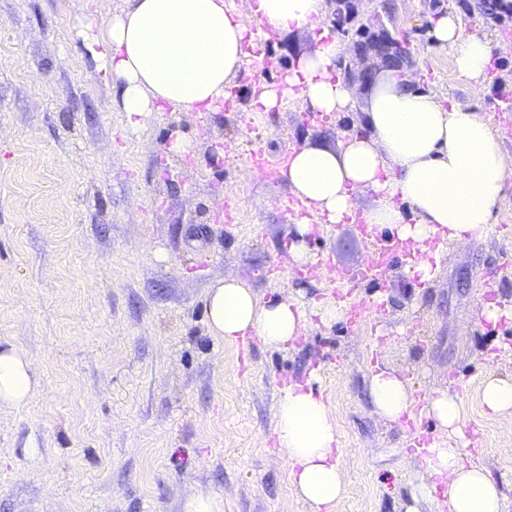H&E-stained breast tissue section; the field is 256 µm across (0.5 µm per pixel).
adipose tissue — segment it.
<instances>
[{"label":"adipose tissue","instance_id":"obj_1","mask_svg":"<svg viewBox=\"0 0 512 512\" xmlns=\"http://www.w3.org/2000/svg\"><path fill=\"white\" fill-rule=\"evenodd\" d=\"M327 11V0H250L244 12L227 8L225 0H124L93 35V54L117 87L128 126L136 131L165 110L222 111L233 79L263 48L256 28L304 34L306 50L279 84L263 88L245 119L293 98L323 116L361 111L362 122L359 132L336 142L309 138L292 149L286 181L308 213L291 226L285 275L314 264L307 245L314 231L357 214L363 223L424 253L409 272L430 281L444 244L492 236L512 171L488 120L417 89L411 71L377 68L362 92L344 81L336 70L340 44L321 30ZM430 32L449 48L458 78L483 90L492 55L489 40L465 35L451 12L433 18ZM367 191L380 200L362 211L357 198ZM206 311L214 338L235 343L255 336L275 348L304 337L311 317L325 325L345 318L340 302L322 301L309 310L288 296L260 297L235 276L211 285ZM37 384L29 361L13 346L0 347V404L25 403ZM365 396L380 420L397 425L425 417L435 423L438 435L420 451L407 512H421V504L440 488L448 512H512L505 482L486 464L466 458L465 406L456 389L436 387L419 399L407 378L379 367L366 380ZM481 405L511 431L512 376L487 374ZM275 416L295 495L309 512H335L348 480L330 404L310 383L293 382L280 396Z\"/></svg>","mask_w":512,"mask_h":512}]
</instances>
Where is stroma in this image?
Instances as JSON below:
<instances>
[{
  "label": "stroma",
  "instance_id": "stroma-1",
  "mask_svg": "<svg viewBox=\"0 0 512 512\" xmlns=\"http://www.w3.org/2000/svg\"><path fill=\"white\" fill-rule=\"evenodd\" d=\"M395 24L410 41L418 87L492 119L512 168V51L504 29L474 0H396ZM123 0H0V342L30 362L39 385L20 406H0V512H182L211 490L224 512H308L295 495L275 432L289 381H312L339 424L349 471L336 512H406L417 483L408 428L372 415L370 368L410 378L416 396L459 388L474 460L512 479V434L480 401L488 372L512 345V321L478 317V300L512 301V189L495 233L447 245L422 283L396 258L388 280L354 288L376 304L365 323L313 321L288 350L224 343L208 330L209 287L226 274L264 298L335 297L331 266L354 276L368 243L335 224L308 240L319 261L280 274L292 213L285 181L244 179L255 149L269 160L308 137L335 140L356 115L307 122L297 100L242 124L262 85L278 83L304 42L265 40L267 70L233 81V108L216 115L158 112L127 126L116 94L82 36ZM453 11L465 34L496 48L481 92L456 76L448 48L432 41L430 19ZM194 151L174 156L177 134ZM240 196L237 211L225 203Z\"/></svg>",
  "mask_w": 512,
  "mask_h": 512
}]
</instances>
